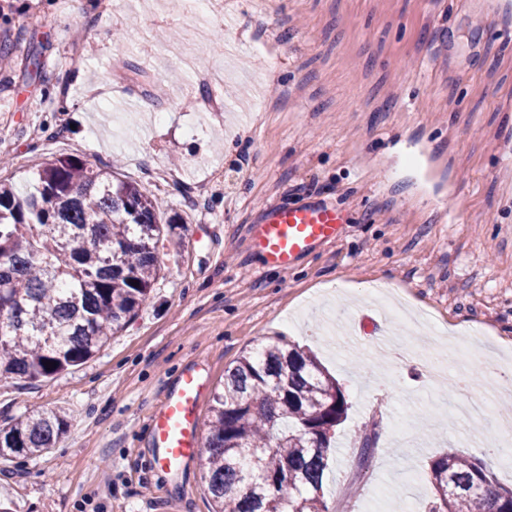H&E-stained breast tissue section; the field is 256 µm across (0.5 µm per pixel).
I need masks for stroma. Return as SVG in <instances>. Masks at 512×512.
Segmentation results:
<instances>
[{
  "mask_svg": "<svg viewBox=\"0 0 512 512\" xmlns=\"http://www.w3.org/2000/svg\"><path fill=\"white\" fill-rule=\"evenodd\" d=\"M483 0H0V179L74 155L115 165L185 223L138 317L85 364L0 379V425L58 408L67 432L0 458L10 512H210L204 459L150 464L148 417L181 373L219 387L244 353L312 351L350 409L325 480L332 512H424L456 449L512 487V6ZM263 33L264 42L254 41ZM38 65H31V58ZM223 105L207 109L210 101ZM343 207L344 238L291 269L246 227L269 206ZM489 392L455 418L450 378ZM376 434L366 472L352 464Z\"/></svg>",
  "mask_w": 512,
  "mask_h": 512,
  "instance_id": "obj_1",
  "label": "stroma"
}]
</instances>
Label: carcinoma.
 Returning a JSON list of instances; mask_svg holds the SVG:
<instances>
[{
    "label": "carcinoma",
    "mask_w": 512,
    "mask_h": 512,
    "mask_svg": "<svg viewBox=\"0 0 512 512\" xmlns=\"http://www.w3.org/2000/svg\"><path fill=\"white\" fill-rule=\"evenodd\" d=\"M163 215L139 185L77 156L47 163L22 190L0 180V376L58 378L132 321L160 275L163 237L180 243L183 225ZM348 409L309 352L273 343L239 357L205 423L214 512H330L324 475ZM66 431L58 410L22 414L0 428V458L40 455ZM362 448L359 473L376 452L367 438ZM427 476V512H512V493L480 458L450 450Z\"/></svg>",
    "instance_id": "obj_1"
}]
</instances>
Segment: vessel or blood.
<instances>
[{"label":"vessel or blood","mask_w":512,"mask_h":512,"mask_svg":"<svg viewBox=\"0 0 512 512\" xmlns=\"http://www.w3.org/2000/svg\"><path fill=\"white\" fill-rule=\"evenodd\" d=\"M346 210L318 199L268 207L249 227L254 253L270 266L289 269L318 247L340 240L347 230ZM209 384L197 370L185 371L165 391L151 418L152 466L179 472L203 446L200 416Z\"/></svg>","instance_id":"vessel-or-blood-1"}]
</instances>
